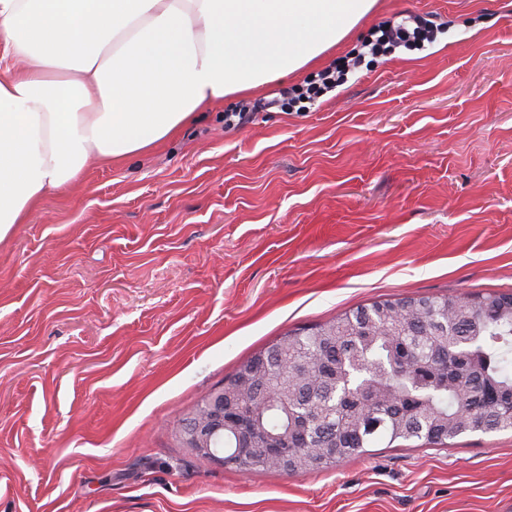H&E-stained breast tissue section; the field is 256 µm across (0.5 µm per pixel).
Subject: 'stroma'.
Returning a JSON list of instances; mask_svg holds the SVG:
<instances>
[{"mask_svg":"<svg viewBox=\"0 0 512 512\" xmlns=\"http://www.w3.org/2000/svg\"><path fill=\"white\" fill-rule=\"evenodd\" d=\"M432 14L300 111L224 126ZM512 292V0H377L323 61L89 164L0 242V512H512V432L242 472L180 434L286 332L376 300ZM438 32V27L420 15H408L401 22L392 25H382L375 28L373 39L364 47H368V54L385 56L403 45L410 50H423L425 41L432 43Z\"/></svg>","mask_w":512,"mask_h":512,"instance_id":"obj_1","label":"stroma"}]
</instances>
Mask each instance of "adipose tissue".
Masks as SVG:
<instances>
[{
    "label": "adipose tissue",
    "mask_w": 512,
    "mask_h": 512,
    "mask_svg": "<svg viewBox=\"0 0 512 512\" xmlns=\"http://www.w3.org/2000/svg\"><path fill=\"white\" fill-rule=\"evenodd\" d=\"M376 0H0V241L89 162L320 61Z\"/></svg>",
    "instance_id": "ef3b65f1"
}]
</instances>
